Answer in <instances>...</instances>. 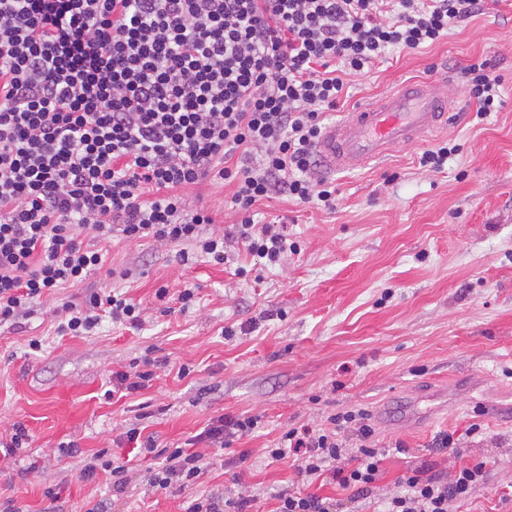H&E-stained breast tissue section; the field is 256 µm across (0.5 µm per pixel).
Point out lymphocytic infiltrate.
<instances>
[{
  "instance_id": "obj_1",
  "label": "lymphocytic infiltrate",
  "mask_w": 512,
  "mask_h": 512,
  "mask_svg": "<svg viewBox=\"0 0 512 512\" xmlns=\"http://www.w3.org/2000/svg\"><path fill=\"white\" fill-rule=\"evenodd\" d=\"M485 0H0V324L30 316L35 300L102 267L113 239L181 245L231 260L204 208L183 188L231 183L236 235L260 265L288 254V236L258 224L254 207L285 195L332 212L333 182L316 177L323 114L343 78L389 49L434 44ZM477 117L502 105L491 58L460 69ZM239 165H231L232 157ZM94 242L84 245L83 230ZM59 332L93 330L102 314L135 320L136 306L109 291L59 304ZM257 417L210 420L191 448L172 449L152 483L194 484L201 443L230 446ZM357 439L346 452V433ZM273 460L295 457L300 475L331 474L347 500L280 491L275 512H344L374 495L383 449L363 409L326 426L286 431ZM485 465L444 476L425 466L402 475L382 512H448L466 500Z\"/></svg>"
}]
</instances>
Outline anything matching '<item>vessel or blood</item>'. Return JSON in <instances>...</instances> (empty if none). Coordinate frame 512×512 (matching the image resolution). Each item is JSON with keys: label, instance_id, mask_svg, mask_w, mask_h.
<instances>
[{"label": "vessel or blood", "instance_id": "1", "mask_svg": "<svg viewBox=\"0 0 512 512\" xmlns=\"http://www.w3.org/2000/svg\"><path fill=\"white\" fill-rule=\"evenodd\" d=\"M452 110L442 82L411 81L327 126L316 149L325 170L361 169L446 128Z\"/></svg>", "mask_w": 512, "mask_h": 512}]
</instances>
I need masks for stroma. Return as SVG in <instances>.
I'll list each match as a JSON object with an SVG mask.
<instances>
[{
  "label": "stroma",
  "instance_id": "1",
  "mask_svg": "<svg viewBox=\"0 0 512 512\" xmlns=\"http://www.w3.org/2000/svg\"><path fill=\"white\" fill-rule=\"evenodd\" d=\"M493 50L504 104L477 118L457 78ZM443 78L456 103L434 143L459 152L443 170L420 166L417 142L377 164L333 173L336 213L284 196L259 203L258 219H283L298 250L281 265H255L233 233L241 217L230 184L186 189L191 207L213 216L203 235H226L229 265L190 266L179 246L114 240L103 269L42 296L17 328L0 327V436L24 424L31 441L0 459V503L44 512L61 487L66 512H184L211 491L246 494L249 512H274L275 495L303 485L291 460L268 456L288 428L320 427L339 411L367 409L387 455L374 494L399 490L401 474L425 464L449 473L485 465V478L448 512H512V0H486L482 14L452 26L441 41L392 49L364 75L348 77L343 113L405 81ZM196 287L185 312H160L155 296ZM113 290L140 309L137 325L102 318L87 336L57 332L58 299L82 303ZM40 351L28 349L31 338ZM165 358L149 386L107 398L116 371ZM189 373L178 376L180 366ZM257 416L260 427L230 447L197 450L206 469L188 487H153L152 454L131 462L125 493L109 476H79L93 454H129L122 434L147 426L179 448L219 416ZM477 434H469L471 424ZM455 434L453 448L437 447ZM77 441L82 453L61 447ZM403 450H396V443ZM36 472H25L29 460Z\"/></svg>",
  "mask_w": 512,
  "mask_h": 512
}]
</instances>
